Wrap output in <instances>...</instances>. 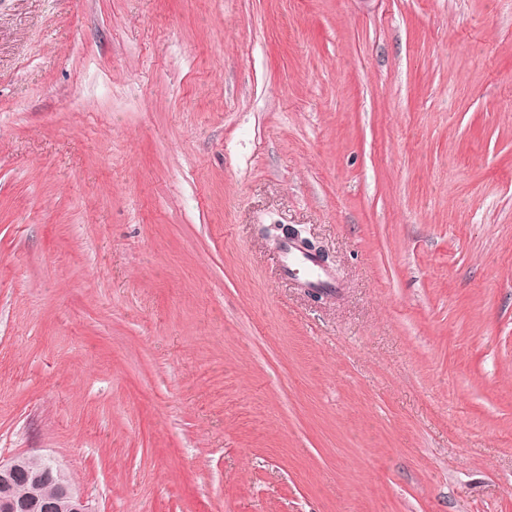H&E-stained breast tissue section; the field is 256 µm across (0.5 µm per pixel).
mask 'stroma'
<instances>
[{"label": "stroma", "mask_w": 512, "mask_h": 512, "mask_svg": "<svg viewBox=\"0 0 512 512\" xmlns=\"http://www.w3.org/2000/svg\"><path fill=\"white\" fill-rule=\"evenodd\" d=\"M18 453L93 512H512V0H0ZM284 258V273L288 275V273L302 272L307 288H334L332 279L329 278L323 267L314 258L306 255L291 243L284 247Z\"/></svg>", "instance_id": "35a3bbf8"}]
</instances>
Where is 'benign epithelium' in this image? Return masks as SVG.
Instances as JSON below:
<instances>
[{"mask_svg":"<svg viewBox=\"0 0 512 512\" xmlns=\"http://www.w3.org/2000/svg\"><path fill=\"white\" fill-rule=\"evenodd\" d=\"M28 476L36 484L54 486L52 497L20 500L15 496V483L20 476ZM0 512H92L89 501L71 479L69 473L57 462L44 470L29 473L26 456L16 455L6 460L0 458Z\"/></svg>","mask_w":512,"mask_h":512,"instance_id":"7a95c632","label":"benign epithelium"}]
</instances>
